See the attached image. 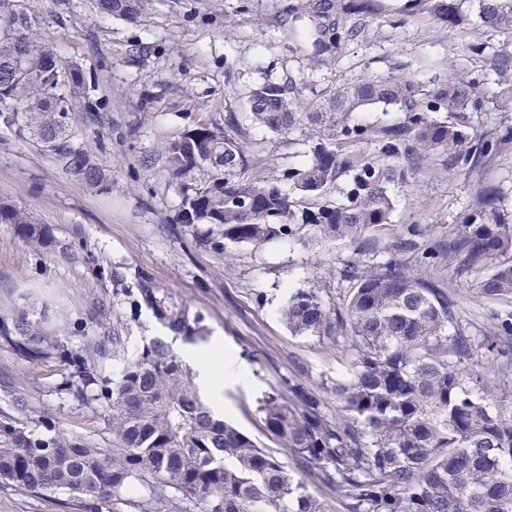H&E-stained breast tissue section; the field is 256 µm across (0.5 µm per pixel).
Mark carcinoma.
<instances>
[{
  "label": "carcinoma",
  "mask_w": 512,
  "mask_h": 512,
  "mask_svg": "<svg viewBox=\"0 0 512 512\" xmlns=\"http://www.w3.org/2000/svg\"><path fill=\"white\" fill-rule=\"evenodd\" d=\"M374 0H298L288 22L304 23L313 64L331 62L353 39L343 16L370 11ZM461 0H407L450 25L461 24ZM478 18L512 32V0H478ZM148 0H95L98 17L138 21ZM32 0H0V122L36 141L65 169L103 192L112 179L71 136L68 112L86 82L67 68L51 41L33 37ZM497 75L492 101L476 76L437 77L422 86L397 62L387 74L365 75L336 89L308 112L298 108L307 84L265 82L245 96L244 112L185 131L165 146L167 171L180 189L179 224L194 238L259 249L314 233L376 245L372 233L390 223L396 189L424 161L444 156L450 175L480 171L512 142V127L482 131L473 115L512 112V44L488 57ZM367 107L395 108L400 122L375 127L355 119ZM448 113V119L431 117ZM284 139L306 157L282 178L252 176L253 161L237 138L247 122ZM308 125L317 135L294 132ZM367 142L378 156L355 152ZM198 170V184L184 178ZM340 200L327 199L331 191ZM0 224H15L35 247L52 242L31 213L0 198ZM427 228L411 224L386 246L391 258L375 266L346 263L335 270L345 291L314 285L289 293L283 316L298 336L346 348L349 376L334 387L338 412L328 419L321 397L296 384L286 399L261 405L269 433L302 468L342 501L346 512H512V408L504 391L512 378V308L488 309L490 335L470 336L455 302L437 282L406 273L395 259L435 251L424 246ZM448 263L460 271L485 269L476 288L492 302L512 295V214L498 186L477 183L473 203L448 233ZM126 291L133 312L147 309L158 324L195 343L200 331L189 310L171 301L142 270ZM44 310L33 320L19 313L0 322V342L34 364L67 365L63 389L79 403H98L109 442L67 432L31 410L11 374L0 371V487L39 495L68 494L87 512L112 501L134 512H334L328 499L290 474L271 448L214 414L199 394L190 366L169 337L157 335L130 352L121 336H93L82 349L48 333ZM119 371L107 378L102 363ZM140 485L137 501L126 492Z\"/></svg>",
  "instance_id": "obj_1"
}]
</instances>
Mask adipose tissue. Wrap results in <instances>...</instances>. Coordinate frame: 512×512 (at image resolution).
<instances>
[{"instance_id":"adipose-tissue-1","label":"adipose tissue","mask_w":512,"mask_h":512,"mask_svg":"<svg viewBox=\"0 0 512 512\" xmlns=\"http://www.w3.org/2000/svg\"><path fill=\"white\" fill-rule=\"evenodd\" d=\"M182 359L193 365L198 373L199 387L215 411L224 409V390L247 381V369L232 351L226 350L220 338L204 345H183Z\"/></svg>"}]
</instances>
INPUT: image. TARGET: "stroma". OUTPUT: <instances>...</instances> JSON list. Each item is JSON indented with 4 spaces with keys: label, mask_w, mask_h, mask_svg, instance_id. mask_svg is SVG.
<instances>
[{
    "label": "stroma",
    "mask_w": 512,
    "mask_h": 512,
    "mask_svg": "<svg viewBox=\"0 0 512 512\" xmlns=\"http://www.w3.org/2000/svg\"><path fill=\"white\" fill-rule=\"evenodd\" d=\"M294 0H151L138 22L101 19L93 0H40L36 33L49 39L66 66L86 77V91L69 114L77 146L95 155L112 174V190L90 189L30 140L0 124V197L32 212L53 242L31 246L14 225L0 224V321L19 309L38 315L55 310L73 349L111 329L135 350L157 321L148 310L131 312L116 294V276L132 284L135 270L148 272L175 303L200 320L206 338L220 337L248 369L245 385L225 390V419L268 448L260 402L287 395L300 383L319 393L328 417L337 412L332 389L350 370L345 349L293 334L282 319L292 289L307 288L344 263L375 265L382 250L360 251L346 241L311 238L278 241L254 249L221 247L181 235L179 190L167 173L163 145L200 123L223 127L224 115L243 111L246 92L264 81L308 73L306 97L327 96L367 73L388 72L406 62L416 79L444 76L465 47L488 50L512 43V34L476 20L451 27L419 10L400 13L405 0H381V10L348 17L360 33L329 65L309 70L302 42L285 21ZM263 176L280 174L297 157L269 130L248 126L241 136ZM500 186L512 207V143L480 175L449 176L436 160L416 172L403 192L389 238L408 224L427 228L428 244L448 238L473 201L478 181ZM414 275L437 278L454 295L463 326L476 336L489 332L487 302L474 284L482 270L458 272L447 260L425 269L415 254L400 255ZM0 368L14 377L31 406L56 417L76 434L98 436L104 421L95 407L72 402L61 389L58 364L33 365L0 344ZM277 456L299 475L296 456ZM0 512H84L61 492L30 495L0 488Z\"/></svg>",
    "instance_id": "stroma-1"
}]
</instances>
